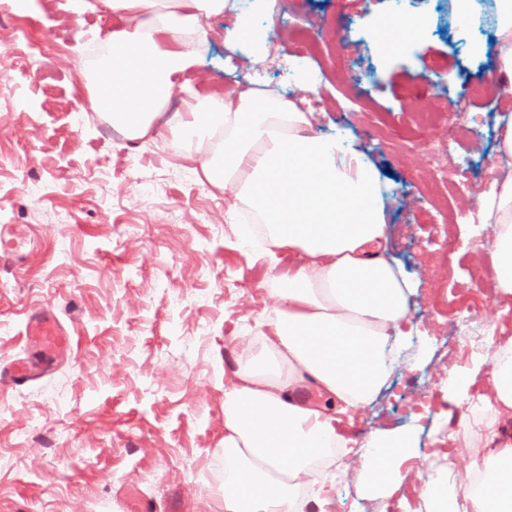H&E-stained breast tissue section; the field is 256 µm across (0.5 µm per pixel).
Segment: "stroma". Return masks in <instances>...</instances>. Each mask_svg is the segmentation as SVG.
Here are the masks:
<instances>
[{"label":"stroma","instance_id":"obj_1","mask_svg":"<svg viewBox=\"0 0 512 512\" xmlns=\"http://www.w3.org/2000/svg\"><path fill=\"white\" fill-rule=\"evenodd\" d=\"M286 17L278 53L296 35H314L305 81L248 51L229 53V14L204 23L200 60L185 74L200 91L238 93L262 76L307 98L318 70L346 73L323 85L313 130L346 129L386 175L388 247L418 282L413 316L426 358L397 371L369 407L342 416L349 438L386 428L412 430L416 446L402 470L431 476V449L448 446V425L465 412L448 395L457 360L448 315L461 290L483 299L487 325L512 336V305L488 284L471 286L469 267L484 244L458 221L443 253L436 230L442 205L421 151L450 119L477 120L481 148L459 179L464 197L488 182L497 144L496 115L506 100L474 95L492 56L448 49L438 35L381 54L373 31L386 0H280ZM115 20L106 8L77 13L73 0H42L29 15L0 10V227L26 229L24 261L0 268V360L35 347L23 334L26 312L50 308L74 343L37 385L0 386V512H224V346L257 331L269 299L260 290L268 257L242 248L215 190L174 160L172 135L132 146L90 110L82 72ZM43 48L30 65L33 44ZM450 85L453 97L440 95ZM360 105L350 108L351 98ZM449 447V446H448ZM416 512L407 488L377 498L354 481L329 489L323 512Z\"/></svg>","mask_w":512,"mask_h":512}]
</instances>
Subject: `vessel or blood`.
Segmentation results:
<instances>
[{
  "label": "vessel or blood",
  "mask_w": 512,
  "mask_h": 512,
  "mask_svg": "<svg viewBox=\"0 0 512 512\" xmlns=\"http://www.w3.org/2000/svg\"><path fill=\"white\" fill-rule=\"evenodd\" d=\"M30 339L36 341V353L0 366V384L11 388H27L52 374L56 368L55 352L70 344L67 328L48 309L31 313L24 325Z\"/></svg>",
  "instance_id": "1"
}]
</instances>
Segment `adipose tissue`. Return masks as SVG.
I'll return each instance as SVG.
<instances>
[{"label": "adipose tissue", "mask_w": 512, "mask_h": 512, "mask_svg": "<svg viewBox=\"0 0 512 512\" xmlns=\"http://www.w3.org/2000/svg\"><path fill=\"white\" fill-rule=\"evenodd\" d=\"M121 21L99 44L84 74L94 111L136 144L168 121L171 149L211 186L232 198L231 217L250 215L269 256L299 255L287 275L266 278L271 301L258 334L236 337L224 386V512H298L299 495L321 506L323 458L347 450L337 416L368 406L415 336L417 288L387 252L383 184L348 132L315 134L313 115L281 94L249 88L237 96L191 94L186 111L167 115L179 79L198 64L205 17L233 0H101ZM277 0L238 13L227 51L261 40L257 15ZM490 84L512 93V0H497ZM113 94L104 98V80ZM491 189L477 198L490 230V288L512 299V110L498 117ZM487 356L448 377L464 397L471 374L487 372L488 393L455 440L468 450L463 471L417 485L399 466L414 446L408 431L373 430L360 445L373 458L338 466L381 497L415 487L426 512H512V336L489 330Z\"/></svg>", "instance_id": "1"}]
</instances>
